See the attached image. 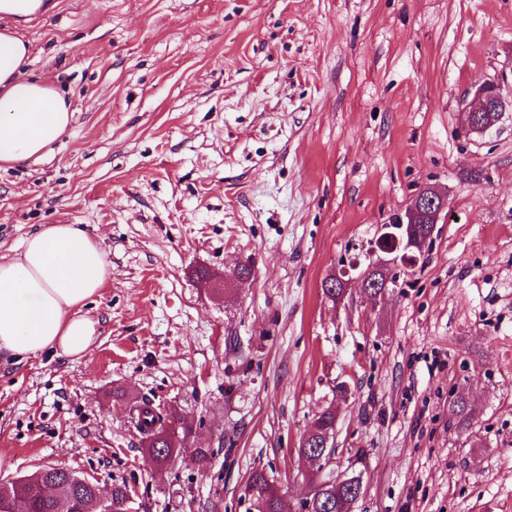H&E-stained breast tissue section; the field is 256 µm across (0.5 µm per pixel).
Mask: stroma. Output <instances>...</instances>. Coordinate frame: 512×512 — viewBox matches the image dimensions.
Instances as JSON below:
<instances>
[{
    "mask_svg": "<svg viewBox=\"0 0 512 512\" xmlns=\"http://www.w3.org/2000/svg\"><path fill=\"white\" fill-rule=\"evenodd\" d=\"M15 31L74 115L0 166V254L75 224L112 278L86 356L0 358V483L52 465L126 483L128 512H250L257 469L296 507L330 407L366 452L354 512H512V111L458 120L478 80L512 95V0H46ZM426 185L448 208L414 274L328 300ZM238 265L220 295L196 277ZM136 401L177 408L209 464L157 474ZM349 276V271L341 269L329 274L327 278V285L333 288H326L325 280L322 282V292L331 301L336 302L337 299H341L345 292L343 288H347L352 278L345 279ZM341 286V288H339Z\"/></svg>",
    "mask_w": 512,
    "mask_h": 512,
    "instance_id": "35a3bbf8",
    "label": "stroma"
}]
</instances>
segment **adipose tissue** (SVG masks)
<instances>
[{
    "instance_id": "adipose-tissue-1",
    "label": "adipose tissue",
    "mask_w": 512,
    "mask_h": 512,
    "mask_svg": "<svg viewBox=\"0 0 512 512\" xmlns=\"http://www.w3.org/2000/svg\"><path fill=\"white\" fill-rule=\"evenodd\" d=\"M31 47L0 31V163H38L66 134L73 113L48 81L27 76ZM112 269L99 244L73 224H49L22 252L0 256V353L22 362L44 351L86 354L100 323L86 311Z\"/></svg>"
}]
</instances>
